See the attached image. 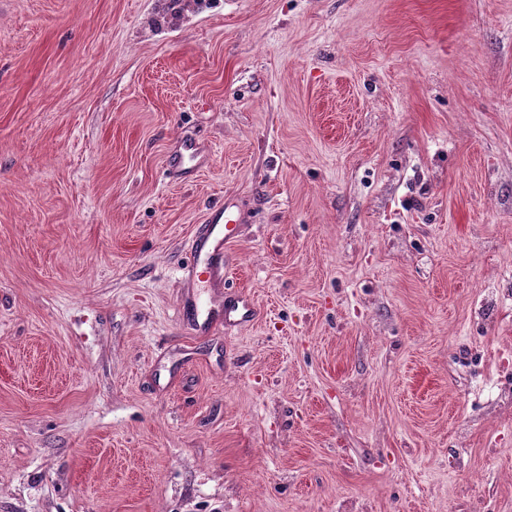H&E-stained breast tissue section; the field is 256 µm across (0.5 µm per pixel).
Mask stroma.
I'll list each match as a JSON object with an SVG mask.
<instances>
[{
    "label": "stroma",
    "instance_id": "1",
    "mask_svg": "<svg viewBox=\"0 0 512 512\" xmlns=\"http://www.w3.org/2000/svg\"><path fill=\"white\" fill-rule=\"evenodd\" d=\"M165 4L0 0V512H512V0ZM243 222L235 206L213 211L206 224L197 230L192 241L193 264L182 269V277L191 281L206 273L210 278L222 279L224 275V249L237 238ZM256 307L246 293H236L231 299L224 300V328H238L253 321Z\"/></svg>",
    "mask_w": 512,
    "mask_h": 512
}]
</instances>
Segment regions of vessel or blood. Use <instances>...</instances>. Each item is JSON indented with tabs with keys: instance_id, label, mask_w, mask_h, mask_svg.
Masks as SVG:
<instances>
[{
	"instance_id": "1",
	"label": "vessel or blood",
	"mask_w": 512,
	"mask_h": 512,
	"mask_svg": "<svg viewBox=\"0 0 512 512\" xmlns=\"http://www.w3.org/2000/svg\"><path fill=\"white\" fill-rule=\"evenodd\" d=\"M242 222V216L236 207L228 205L213 211L206 224H203L193 237L194 261L192 265L183 268V278L189 281L202 273L214 279L222 278L224 250L231 240L238 237ZM255 316V304L247 294H235L224 303L225 328L248 324Z\"/></svg>"
}]
</instances>
